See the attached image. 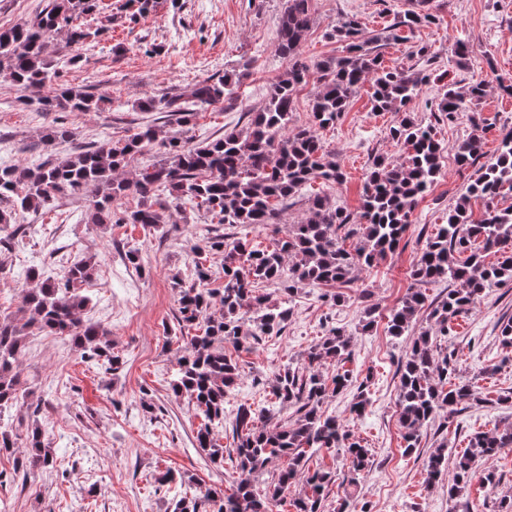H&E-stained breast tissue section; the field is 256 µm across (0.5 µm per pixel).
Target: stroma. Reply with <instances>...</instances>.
I'll return each instance as SVG.
<instances>
[{"label": "stroma", "mask_w": 512, "mask_h": 512, "mask_svg": "<svg viewBox=\"0 0 512 512\" xmlns=\"http://www.w3.org/2000/svg\"><path fill=\"white\" fill-rule=\"evenodd\" d=\"M437 24L416 29L407 38L383 40L407 0H310L313 25L301 55L313 64L344 54L343 43L327 36L330 25L355 16L364 36L378 37L377 51L386 68L427 76L421 92L403 112L372 109L371 85H363L336 123L321 130L324 147L340 164L339 183L316 180L305 186L294 204H279V221L250 231L253 243L271 245L289 225L307 215L308 200L327 196L351 216H359L366 176L376 159L404 162L406 150L390 129L401 115L434 128L442 146V173L418 202L399 249L373 267L355 269L343 288V301H325L328 289L299 285L291 298L269 291V301L286 304L288 323L280 335L268 336L241 352V378L225 397L226 413L246 405L265 404L269 387L285 364L301 365L307 351L336 328L352 336L349 364L366 379L369 404L362 415L351 414L357 392L349 387L327 397L320 410L335 417L352 439L370 449L374 463L357 484L344 449L320 451L322 461L336 470V481L324 501V512H337L350 499L351 512H501L512 501V451L479 462L471 483L460 495L449 496L456 462L472 434L512 423V348L500 342V324L512 318V282L487 289L467 311L449 324L439 350L447 354L456 380L473 385L481 399L459 406L452 415L438 414L422 429L421 444L405 454L398 421L397 367L414 338L429 329L430 306L446 293L444 283L424 285L428 306L404 336H389L386 317L412 285V262L435 228L445 223L448 209L476 176L475 168L459 167L456 148L470 135L483 141V163L494 161L502 130L512 128V96L498 87V78L512 79V0H434ZM284 0H154L146 14H132L130 0H101L84 21L96 29L71 64L59 45L55 60L65 85L100 97L96 112L43 113L19 102L20 92L0 80V142L11 146L8 160L26 164L37 158L58 159L74 146H92L128 138L146 124L159 139L178 138L191 146L243 128L247 113L265 101L271 82L286 72L287 61L277 50L276 30ZM470 49L459 58L457 42ZM425 45L428 55H416ZM247 70L235 101L198 108L191 121L179 123L163 112L139 111L147 96L189 95L203 80H218ZM484 82L481 98L467 104L452 123L436 121L431 110L448 87L467 91ZM76 133L74 143L47 144L43 136L56 122ZM92 191L62 194L51 207L18 216L29 230L20 246L0 253V320L23 323L20 296L27 288L26 271L38 267L44 276L60 279L71 263L94 257L93 279L77 291L88 299L86 320L104 326L121 369L105 373L89 368L68 338L44 333L26 338L19 379L27 401L39 411L36 420L59 460L58 470L25 476L14 465L25 453V439L14 436L10 454L0 455V498L11 512H168L170 492L151 493L162 472L191 479L198 488L228 489L234 476L229 465L211 463L197 448L201 422L187 399L176 396L175 350L187 340L177 323L175 280L194 281L195 248L212 232L238 237L239 228L213 225L205 211H170L166 224L153 229L140 224L98 226L84 221ZM141 250L132 265L128 249ZM375 307L376 324L367 333L360 323L366 307ZM446 447L448 462L439 479L429 480L428 458ZM492 472L493 482L483 479Z\"/></svg>", "instance_id": "35a3bbf8"}]
</instances>
